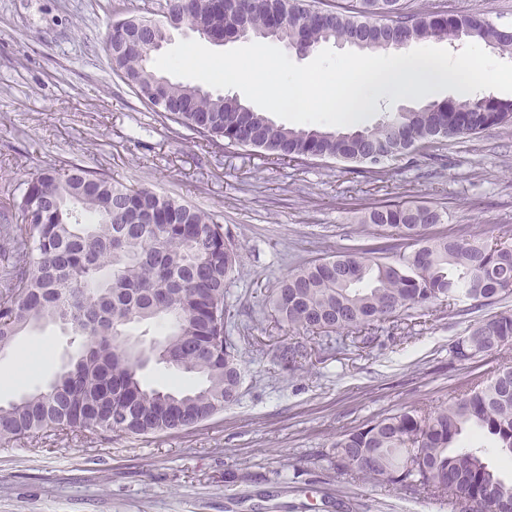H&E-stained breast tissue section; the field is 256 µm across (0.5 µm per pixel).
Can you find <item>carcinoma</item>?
<instances>
[{
	"label": "carcinoma",
	"instance_id": "carcinoma-1",
	"mask_svg": "<svg viewBox=\"0 0 512 512\" xmlns=\"http://www.w3.org/2000/svg\"><path fill=\"white\" fill-rule=\"evenodd\" d=\"M172 0L171 13L193 25L224 28L248 15L251 32H271L297 48L349 43L370 52L428 41L482 45L512 58V34L483 14L421 11L409 0ZM131 15L114 24L106 49L114 71L146 103L166 99L168 120L210 144L261 149L279 163L335 160L362 166L379 181L386 164L416 149L438 160L451 138L512 122V99L461 94L426 103L362 130L322 131L277 124L235 97L173 82L150 66L154 33ZM446 212L434 204L391 201L366 207L363 232L403 239L383 262L353 249L309 262L268 296L274 322L312 336L367 333L386 321L448 314L512 296V245L498 239L435 237ZM0 239L11 260L0 268V349L44 323H60L82 340L76 362L45 391L0 405V442L47 428L91 435L148 436L194 428L235 403L240 352L225 334L227 286L238 274L237 248L224 225L192 204L147 187L116 184L101 167L67 164L31 178L21 198L0 206ZM161 323L166 334L149 351L123 336L133 324ZM512 345V310L470 324L450 346L465 363ZM307 355L280 348L283 366ZM204 385L191 392L145 386L151 358ZM512 455V361L434 408L384 414L345 432L332 446L336 469L394 490L446 501L456 512H512V482L485 458V441Z\"/></svg>",
	"mask_w": 512,
	"mask_h": 512
}]
</instances>
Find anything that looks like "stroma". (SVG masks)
I'll return each mask as SVG.
<instances>
[{"label":"stroma","mask_w":512,"mask_h":512,"mask_svg":"<svg viewBox=\"0 0 512 512\" xmlns=\"http://www.w3.org/2000/svg\"><path fill=\"white\" fill-rule=\"evenodd\" d=\"M168 0H0V202L42 170L101 166L215 215L241 269L228 287L226 332L242 355L238 401L200 426L153 436L50 432L0 443V512H452L447 503L337 471L336 438L386 413L447 402L512 361V345L461 364L450 344L467 317L439 311L414 326L390 322L358 348L318 337L283 367L274 347L302 340L263 299L289 272L381 239L362 204L406 200L445 208L439 235L512 244V124L448 142L432 170L422 155L389 163L372 183L333 161L276 164L246 147L203 146L160 117L109 67L110 24L162 19ZM79 347L57 324L0 352V374L29 350L25 373L0 402L46 388Z\"/></svg>","instance_id":"35a3bbf8"}]
</instances>
